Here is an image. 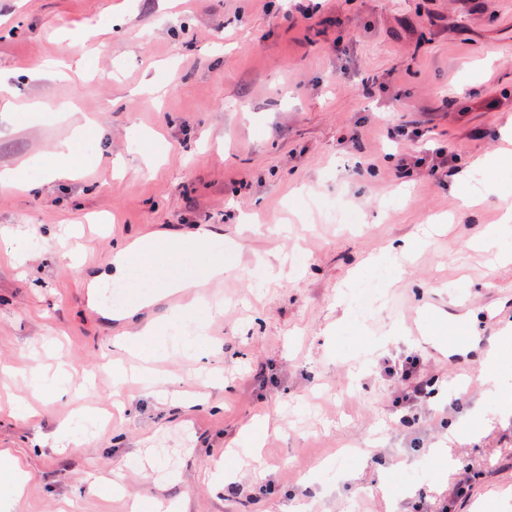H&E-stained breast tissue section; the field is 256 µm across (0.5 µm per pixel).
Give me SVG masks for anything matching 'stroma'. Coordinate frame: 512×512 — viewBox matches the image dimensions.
<instances>
[{
	"mask_svg": "<svg viewBox=\"0 0 512 512\" xmlns=\"http://www.w3.org/2000/svg\"><path fill=\"white\" fill-rule=\"evenodd\" d=\"M101 25L103 46L82 75L39 79L50 56L77 52L72 34ZM0 70L22 105L0 121V169L40 157L69 136L76 101L121 157L77 181L38 192L0 190V237H22L23 263L0 244V451L26 472L14 502L0 482V512H125L89 492L85 477H121L129 494L174 501L175 512H401L425 493L428 512H512V418L492 391L449 399L464 371L484 368L483 337L512 327V157L502 127L512 117V0H0ZM501 157L490 171L477 160ZM495 182L500 196L475 208L465 194ZM343 210L345 224L329 217ZM422 240L400 280L388 281L366 320L345 315L346 283L394 266L390 243L420 225ZM218 229L208 245L230 274L222 316L225 386L193 375L183 355L159 370L179 392H206L184 408L140 384L116 388L108 368L124 325L87 275L139 237ZM498 236L495 250L480 241ZM469 293L457 310L451 290ZM432 307L468 323L467 350L426 343L403 325ZM415 354L436 381L419 424L404 425L388 362ZM38 365L93 377L66 404L25 381ZM102 415L70 447L33 445L72 412ZM452 465L437 478L431 455ZM155 470L126 466L130 450ZM239 468L212 492L215 459ZM414 475L386 497L379 470Z\"/></svg>",
	"mask_w": 512,
	"mask_h": 512,
	"instance_id": "stroma-1",
	"label": "stroma"
}]
</instances>
